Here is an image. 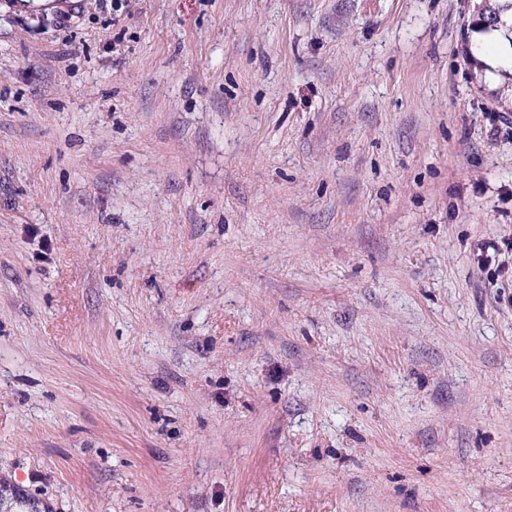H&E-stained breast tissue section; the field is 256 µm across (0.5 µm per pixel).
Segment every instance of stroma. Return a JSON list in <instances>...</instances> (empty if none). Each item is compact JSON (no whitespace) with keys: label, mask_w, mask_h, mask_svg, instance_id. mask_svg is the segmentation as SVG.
<instances>
[{"label":"stroma","mask_w":512,"mask_h":512,"mask_svg":"<svg viewBox=\"0 0 512 512\" xmlns=\"http://www.w3.org/2000/svg\"><path fill=\"white\" fill-rule=\"evenodd\" d=\"M19 2L0 512H512L479 0Z\"/></svg>","instance_id":"1"}]
</instances>
